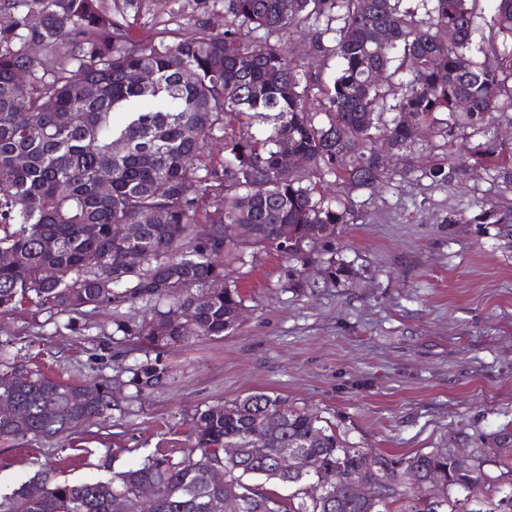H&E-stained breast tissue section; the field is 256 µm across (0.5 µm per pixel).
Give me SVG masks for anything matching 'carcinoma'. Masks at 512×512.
I'll use <instances>...</instances> for the list:
<instances>
[{"label":"carcinoma","instance_id":"obj_1","mask_svg":"<svg viewBox=\"0 0 512 512\" xmlns=\"http://www.w3.org/2000/svg\"><path fill=\"white\" fill-rule=\"evenodd\" d=\"M477 2L224 0L221 34L139 41L101 0H0L11 18L0 27V254L11 257L0 262V313L112 309L118 343L155 354L128 368L139 395L171 372L165 349L235 329L245 297L227 266L268 250L303 264L315 246L335 241L354 210L349 197H329L328 179L350 190L382 187L414 143L410 126L446 148L420 177L464 176L466 161L451 152L461 141L494 178L512 183L511 145L470 142L512 112V0H492L482 25ZM305 29L317 37V71L292 48ZM378 29L387 42L377 43ZM32 42L44 45L39 59L28 55ZM20 69L30 75L23 88ZM133 71L140 82L128 80ZM377 71L386 73L382 84ZM461 97L471 103L465 112ZM266 119L272 126L258 135L233 125ZM282 143L307 159L303 170L281 166ZM217 145L224 161L215 165ZM104 168L112 170L107 194L98 183ZM144 211L159 222L138 223ZM474 222L506 231L509 217L491 209ZM115 224L135 225L136 240L117 241ZM233 224H253L255 234L234 241ZM278 224L293 226L290 242L278 240ZM324 273L336 282L351 269L332 255ZM217 278L225 287L213 292ZM0 393L22 408L0 413L2 439L62 434L112 410L107 384L66 383L24 364L0 371ZM189 438L190 452L157 448L110 479L46 474L0 499V512H137L144 484L155 488L154 512H223L233 490L242 512H512V434L504 431L460 471L448 447L396 459L368 453L288 399L255 393L194 413ZM256 443L260 457L250 451ZM226 448L241 455L227 458ZM288 449L300 454L291 473L277 466ZM490 462L501 468L495 486L486 484ZM219 464L217 486L207 469ZM400 473L423 482L419 493L397 482ZM358 478L372 495L356 494ZM313 480L324 497L308 495ZM269 482L294 492L283 496ZM504 486L509 492L495 498ZM116 502L122 507L110 508Z\"/></svg>","mask_w":512,"mask_h":512}]
</instances>
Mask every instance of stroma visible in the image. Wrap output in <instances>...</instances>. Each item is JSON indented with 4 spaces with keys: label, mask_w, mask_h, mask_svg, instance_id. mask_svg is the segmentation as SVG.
Here are the masks:
<instances>
[{
    "label": "stroma",
    "mask_w": 512,
    "mask_h": 512,
    "mask_svg": "<svg viewBox=\"0 0 512 512\" xmlns=\"http://www.w3.org/2000/svg\"><path fill=\"white\" fill-rule=\"evenodd\" d=\"M103 4L138 40L224 31V0ZM407 155L414 175L351 194L356 219L335 242L348 279L326 282L319 261L296 273L276 252L256 254L232 272L243 321L169 350V378L142 397L126 369L143 351L94 363L112 345L111 309L75 315L69 330L45 312L0 314V364L18 352L68 383L106 381L119 404L68 435L0 439V497L47 470L59 481L108 478L157 447L188 448L195 410L255 392L288 397L352 446L394 458L512 431V237L473 221L493 205L512 210V184L477 165L461 183L418 177L431 160L424 137Z\"/></svg>",
    "instance_id": "stroma-1"
}]
</instances>
